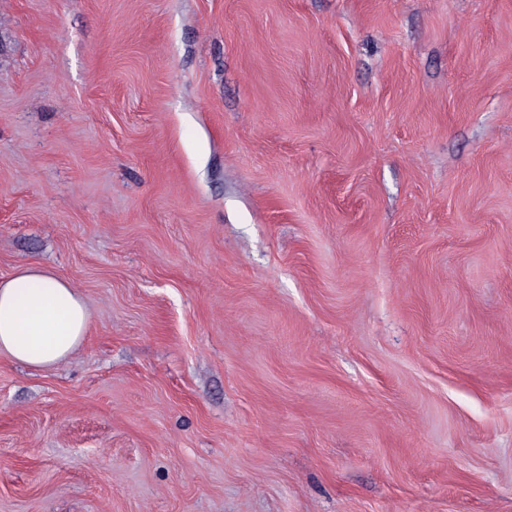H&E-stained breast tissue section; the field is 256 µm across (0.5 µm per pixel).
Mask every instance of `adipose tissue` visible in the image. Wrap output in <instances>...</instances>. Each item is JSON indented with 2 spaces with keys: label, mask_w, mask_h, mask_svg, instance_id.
<instances>
[{
  "label": "adipose tissue",
  "mask_w": 512,
  "mask_h": 512,
  "mask_svg": "<svg viewBox=\"0 0 512 512\" xmlns=\"http://www.w3.org/2000/svg\"><path fill=\"white\" fill-rule=\"evenodd\" d=\"M90 327L80 293L49 269L31 264L0 279V357L53 367L77 351Z\"/></svg>",
  "instance_id": "obj_1"
}]
</instances>
